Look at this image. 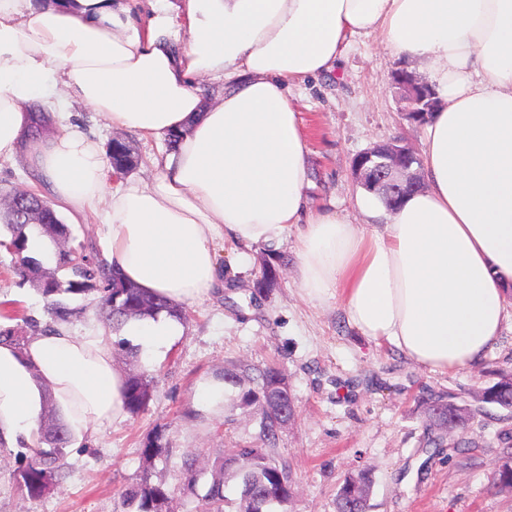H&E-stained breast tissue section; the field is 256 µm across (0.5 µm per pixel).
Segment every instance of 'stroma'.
Returning <instances> with one entry per match:
<instances>
[{
	"mask_svg": "<svg viewBox=\"0 0 512 512\" xmlns=\"http://www.w3.org/2000/svg\"><path fill=\"white\" fill-rule=\"evenodd\" d=\"M400 69L418 66L393 55L373 33L356 39L335 71L292 92L310 148L307 196L316 205L335 204L354 223L361 220L354 202L363 194L351 176L354 157L397 138L424 148V128L406 119L395 97L392 77ZM71 112L72 123L101 150L115 140L132 148L138 159L133 178L154 177L153 161L167 152L166 138L106 124L88 106ZM293 246L290 237L276 250L243 252L217 242L224 278L206 299L185 304L183 335L154 361L120 360L127 373L151 380L148 406L72 440L60 476L38 499L16 483L18 449L0 447V512H124L123 492L142 483L171 489L167 512H193L195 499L183 489L188 455L205 465L226 448L257 443L263 421L261 407L244 405L239 388L225 387L216 409L198 402V388L227 368L255 385L273 362L296 406L273 444L294 485L285 512H336L344 478L361 471L372 480L368 512H512V495L492 487L512 437V412L481 400L483 391L512 376V329L479 362L430 372L363 336L336 295L305 297ZM267 261L278 278L260 291L254 283ZM14 262V255L0 252V300L16 302L36 327L53 324L45 299L13 273ZM439 394L473 411L465 429L428 425L427 405ZM154 441L170 448L168 460L144 455Z\"/></svg>",
	"mask_w": 512,
	"mask_h": 512,
	"instance_id": "35a3bbf8",
	"label": "stroma"
}]
</instances>
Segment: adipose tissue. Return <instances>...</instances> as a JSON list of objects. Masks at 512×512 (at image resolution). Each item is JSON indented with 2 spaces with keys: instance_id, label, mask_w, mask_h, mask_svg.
Instances as JSON below:
<instances>
[{
  "instance_id": "obj_1",
  "label": "adipose tissue",
  "mask_w": 512,
  "mask_h": 512,
  "mask_svg": "<svg viewBox=\"0 0 512 512\" xmlns=\"http://www.w3.org/2000/svg\"><path fill=\"white\" fill-rule=\"evenodd\" d=\"M176 15L187 26L177 55L165 39ZM372 33L415 61L442 101L426 125V188L378 228L362 198L360 224L310 206L308 141L290 97ZM205 78L224 83L207 107ZM36 101L182 138L152 180L112 188L78 126L26 141ZM24 141L54 209L76 223L104 211L107 262L172 303L218 284L216 241L276 248L292 229L303 294H337L362 335L428 371L474 364L512 323V0H175L145 27L126 0H0V159ZM182 333L162 313L0 344V446L35 443L47 390L70 433L123 420L113 342L154 359Z\"/></svg>"
}]
</instances>
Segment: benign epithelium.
Here are the masks:
<instances>
[{"label":"benign epithelium","instance_id":"benign-epithelium-1","mask_svg":"<svg viewBox=\"0 0 512 512\" xmlns=\"http://www.w3.org/2000/svg\"><path fill=\"white\" fill-rule=\"evenodd\" d=\"M393 88L399 108L412 122L419 124L429 112L439 106L435 90L427 83L408 71L400 70L393 76ZM395 147L380 152L372 148L355 156L352 161L351 175L354 181L370 193L385 189L392 196L406 187L423 188V183L414 173L419 160L413 148L394 140ZM264 422L272 423L278 430L288 424L295 416L294 398L288 384L282 382L263 405Z\"/></svg>","mask_w":512,"mask_h":512}]
</instances>
